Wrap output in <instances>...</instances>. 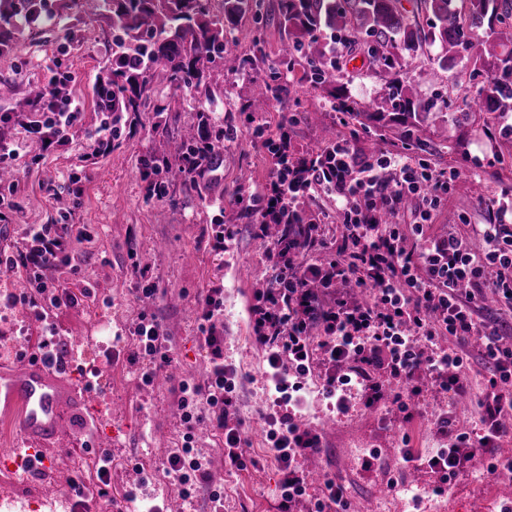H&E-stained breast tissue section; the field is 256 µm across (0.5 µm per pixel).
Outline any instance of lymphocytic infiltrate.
Returning <instances> with one entry per match:
<instances>
[{
	"label": "lymphocytic infiltrate",
	"mask_w": 512,
	"mask_h": 512,
	"mask_svg": "<svg viewBox=\"0 0 512 512\" xmlns=\"http://www.w3.org/2000/svg\"><path fill=\"white\" fill-rule=\"evenodd\" d=\"M72 77L54 71L45 95L24 119L0 113V126L20 122L29 142L45 152L67 151L68 130L81 114V101L65 89ZM266 149L271 165L251 200L260 215L253 234L263 238L272 222H284L282 235L266 251L269 276L250 307L257 344L264 350L267 374L281 398L280 410L266 415V437L283 477L279 491L283 512L309 503L311 512H349L343 486L328 480L319 497L305 501L307 479L297 459L317 451L321 436L296 421L290 409L299 377L313 367L325 371L323 389L340 411H347L345 388L357 383L365 407L386 400L399 411L409 408L406 394H419L431 383L454 396H473L481 429H457L445 416L436 424L453 437L451 447L421 457L403 449L402 459L428 465L441 484L457 476L460 451L487 454L485 471L494 476L512 471V459L490 455L495 439L505 435L512 413V347L503 336L512 318V199L503 198L487 223L479 225L482 248L471 237L430 230L434 212L448 201L457 171L434 169L402 147L361 155L355 136L341 137L320 152L293 155L287 130L270 138L261 126L250 131ZM324 194L336 203L341 236L329 245L319 224L309 219L306 200ZM415 203L414 221L401 223L406 203ZM390 220H383V213ZM88 225L33 224L22 248L0 249V269H23L32 288L27 301L35 316L45 306L72 307L79 298L59 279L72 265L74 242L91 240ZM199 332L207 352V376L181 381L179 405L185 423L192 410L206 405L209 418L224 438V463L232 470L247 467L244 421L239 415L235 366L224 361V297L219 287L207 289L199 301ZM133 358L144 361V383L171 363L168 338L155 316L140 314L130 332ZM479 340V356L490 377L486 390L473 395L461 371L470 340ZM185 434L181 450L167 459L180 492L192 496L211 481L209 461Z\"/></svg>",
	"instance_id": "1"
}]
</instances>
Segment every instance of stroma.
<instances>
[{
	"instance_id": "1",
	"label": "stroma",
	"mask_w": 512,
	"mask_h": 512,
	"mask_svg": "<svg viewBox=\"0 0 512 512\" xmlns=\"http://www.w3.org/2000/svg\"><path fill=\"white\" fill-rule=\"evenodd\" d=\"M53 7L61 26L0 29V38L12 44L11 51L0 54V83L14 89L12 96L0 98V113L30 111L31 88L44 85L49 68L57 65L72 74L71 88L84 106L68 131L70 149L62 154L31 146L19 125L0 130V138L18 146L21 155L19 207L0 223V247L21 246L27 225L52 223L66 211L73 223L93 228L91 241L74 245L78 275L65 278L67 288L79 294L78 304L48 310L46 318L59 331L65 379L77 382L81 370L95 369L93 411L70 418L42 475L0 487V512H15L17 501L22 512H52L50 500L61 494L69 496L79 512H143L153 503L162 512H209L206 491L186 501L177 495L166 460L183 445L178 384L201 380L206 373L196 300L218 283L224 286V358L240 375L247 452L258 464L242 471L228 469L222 441L206 417L195 424L198 446L211 461L214 483L223 488L224 512H280L282 474L268 450L264 424L265 416L276 409L275 396L268 388L264 352L254 339L248 313L263 283L267 248L252 234L258 215L248 197L264 183L269 159L248 136L252 121L244 107L254 83L265 74L213 68L209 79L216 95L203 103L155 72L152 93L140 112L135 119H122L111 153L98 157L90 137L101 117L93 85L109 72L112 28L95 0H54ZM338 56L351 98L378 101L380 81L371 67L354 63L346 51ZM409 78L419 96L441 100L451 90V72L433 60H413ZM286 81L289 94L261 119L269 134L287 125L300 152L318 150L325 138L348 134L327 94L311 88L303 68H296ZM201 106L215 112L217 125L239 132L238 139L221 150L216 186L202 195L193 182H179L163 196L149 195L140 158L167 154L177 131L197 126ZM422 137L433 143L426 155L432 166L457 170L462 182L476 177L484 184L485 198L456 189L431 220L432 232L471 234L474 225L486 223L500 193L512 191V142L491 143L478 121H452L447 133L426 131ZM74 170L85 176L78 199L68 180ZM221 220L235 230L224 254L211 249ZM150 282L158 289L151 310L170 338L172 363L147 385L124 337L141 307V290ZM27 291L23 272L0 280V354L18 368L27 365L22 351L35 343L46 321L29 311ZM305 383L302 421L322 435L321 448L306 465L342 485L355 512H493L494 499H512V480L480 473L479 458L464 461L451 488L441 495L435 492L437 473L401 458L404 445L417 455L450 447L451 437L438 431L435 420L445 414L456 427L471 428L476 415L468 400L426 392L407 415L385 401L371 410L357 403L342 415L323 397L320 372L308 375ZM105 448L112 452L108 498L101 496L98 478Z\"/></svg>"
}]
</instances>
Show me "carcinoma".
<instances>
[{
  "label": "carcinoma",
  "mask_w": 512,
  "mask_h": 512,
  "mask_svg": "<svg viewBox=\"0 0 512 512\" xmlns=\"http://www.w3.org/2000/svg\"><path fill=\"white\" fill-rule=\"evenodd\" d=\"M222 2V11L214 13L209 0H97L115 32L110 77L101 88V94L112 100V111H141L143 95L158 69L170 83L212 99L209 71L224 65L227 32L249 18L259 21L247 0ZM35 3L0 0V29L13 24L15 5L30 9ZM271 17L278 19L284 34L276 59L269 60L258 29L252 32L249 52L235 58L240 68L269 71L268 78L257 83L246 111L257 116L269 111L281 101V75L303 66L313 89L327 92L333 108L365 127L396 134L413 150L424 152L427 143L419 132L437 129L455 99L450 96L438 106L415 96L407 81V58L425 57L437 46V61L444 69L465 59V83L480 81L467 111L455 113L454 119L482 120L490 141L507 137L498 119L512 112V0H416L411 10L403 0H274ZM323 28L350 52L365 55L382 77L381 105L374 111L350 100L340 82V60L316 40V32ZM202 136L191 131L173 143L168 155L150 158L152 172L187 177L185 159L212 154Z\"/></svg>",
  "instance_id": "obj_1"
}]
</instances>
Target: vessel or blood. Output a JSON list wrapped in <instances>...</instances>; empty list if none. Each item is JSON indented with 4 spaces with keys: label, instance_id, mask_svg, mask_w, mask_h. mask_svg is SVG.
I'll list each match as a JSON object with an SVG mask.
<instances>
[{
    "label": "vessel or blood",
    "instance_id": "vessel-or-blood-1",
    "mask_svg": "<svg viewBox=\"0 0 512 512\" xmlns=\"http://www.w3.org/2000/svg\"><path fill=\"white\" fill-rule=\"evenodd\" d=\"M89 391V384L63 381L40 363L21 369L0 366V398L20 406L22 434L32 442L16 449L10 460L18 481L27 480L30 463H48L49 447L58 442L72 410L87 406Z\"/></svg>",
    "mask_w": 512,
    "mask_h": 512
}]
</instances>
